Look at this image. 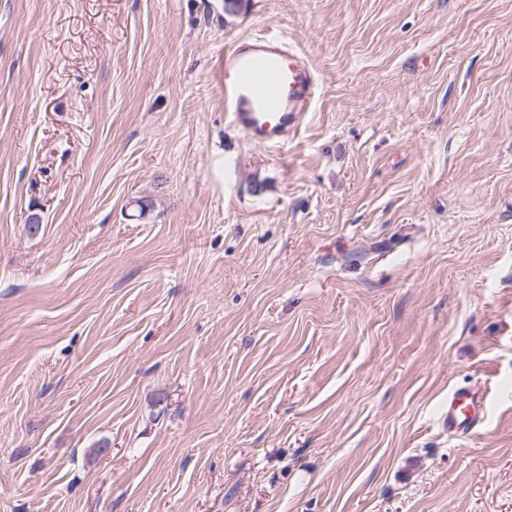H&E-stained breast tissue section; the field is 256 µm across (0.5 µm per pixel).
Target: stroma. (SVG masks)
<instances>
[{
    "mask_svg": "<svg viewBox=\"0 0 512 512\" xmlns=\"http://www.w3.org/2000/svg\"><path fill=\"white\" fill-rule=\"evenodd\" d=\"M0 512H512V0H0ZM224 107L253 143L288 145L310 111L317 77L307 57L281 38H244L222 56ZM487 403L483 390L474 385L456 387L448 396V410L441 423L452 434H468L486 419Z\"/></svg>",
    "mask_w": 512,
    "mask_h": 512,
    "instance_id": "obj_1",
    "label": "stroma"
}]
</instances>
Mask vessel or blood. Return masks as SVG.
<instances>
[{"label": "vessel or blood", "mask_w": 512, "mask_h": 512, "mask_svg": "<svg viewBox=\"0 0 512 512\" xmlns=\"http://www.w3.org/2000/svg\"><path fill=\"white\" fill-rule=\"evenodd\" d=\"M224 107L233 125L253 143L287 145L310 111L317 77L307 57L281 38H244L222 57ZM487 416L480 387L455 388L441 423L453 434L476 430Z\"/></svg>", "instance_id": "b4317fda"}]
</instances>
